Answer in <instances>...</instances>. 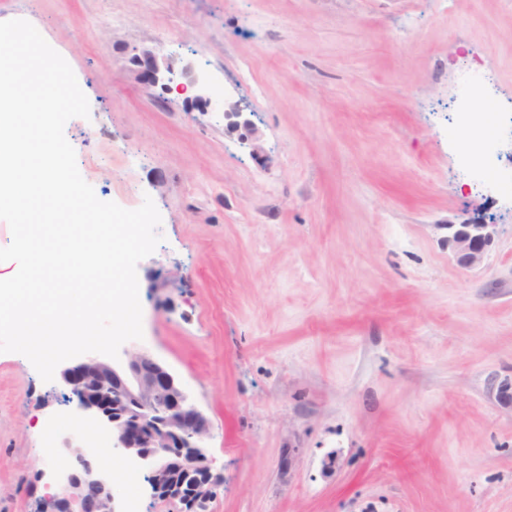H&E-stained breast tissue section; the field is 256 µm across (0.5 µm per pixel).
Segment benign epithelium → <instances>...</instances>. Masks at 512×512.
Wrapping results in <instances>:
<instances>
[{
    "mask_svg": "<svg viewBox=\"0 0 512 512\" xmlns=\"http://www.w3.org/2000/svg\"><path fill=\"white\" fill-rule=\"evenodd\" d=\"M132 61L155 84L169 61L141 49ZM497 235L485 219L448 225V249L464 269L480 266ZM122 363L85 355L59 371L69 399L90 421L105 427L112 450L148 472L151 496L180 503L183 512H203L222 476L213 472L207 452L210 423L167 366L146 351L123 350ZM58 452L69 464L50 473L38 512H123L111 473L91 456L84 440L72 434L59 439Z\"/></svg>",
    "mask_w": 512,
    "mask_h": 512,
    "instance_id": "7a95c632",
    "label": "benign epithelium"
}]
</instances>
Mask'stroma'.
Segmentation results:
<instances>
[{
  "instance_id": "35a3bbf8",
  "label": "stroma",
  "mask_w": 512,
  "mask_h": 512,
  "mask_svg": "<svg viewBox=\"0 0 512 512\" xmlns=\"http://www.w3.org/2000/svg\"><path fill=\"white\" fill-rule=\"evenodd\" d=\"M12 19L88 98L65 126L83 179L161 214L136 346L211 423V512H512V185L446 120L476 73L512 111V0H0ZM137 47L197 84H145ZM480 214L498 234L465 270L447 227ZM57 387L0 353V512L66 465L42 433L82 416Z\"/></svg>"
}]
</instances>
